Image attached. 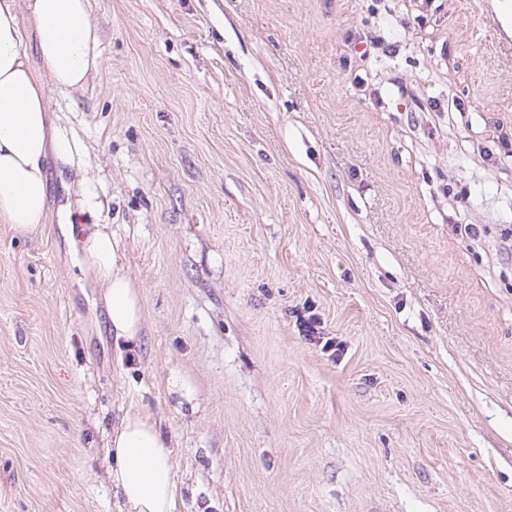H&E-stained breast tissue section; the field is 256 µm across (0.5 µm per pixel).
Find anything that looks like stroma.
I'll use <instances>...</instances> for the list:
<instances>
[{
  "instance_id": "1",
  "label": "stroma",
  "mask_w": 512,
  "mask_h": 512,
  "mask_svg": "<svg viewBox=\"0 0 512 512\" xmlns=\"http://www.w3.org/2000/svg\"><path fill=\"white\" fill-rule=\"evenodd\" d=\"M497 5L90 0L101 70L45 89L85 162L47 157L40 229L0 223V512H121L129 412L172 450L177 512H512ZM84 177L142 291L132 341L65 232Z\"/></svg>"
}]
</instances>
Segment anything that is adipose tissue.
<instances>
[{
	"label": "adipose tissue",
	"mask_w": 512,
	"mask_h": 512,
	"mask_svg": "<svg viewBox=\"0 0 512 512\" xmlns=\"http://www.w3.org/2000/svg\"><path fill=\"white\" fill-rule=\"evenodd\" d=\"M27 13L42 61L35 72L24 53L18 17ZM102 63L101 37L88 0H0V223L31 232L48 218L45 160L80 164L85 146L56 125L44 88L81 89ZM76 264L98 288L115 336L136 339L143 327L138 284L122 263L121 242L108 224H80ZM112 485L125 512H175L180 489L171 450L150 419L128 413L108 442Z\"/></svg>",
	"instance_id": "obj_1"
}]
</instances>
